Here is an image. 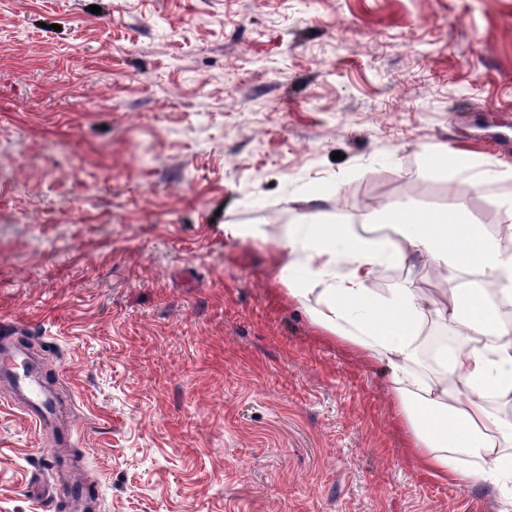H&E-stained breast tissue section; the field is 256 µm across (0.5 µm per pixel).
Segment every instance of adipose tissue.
Here are the masks:
<instances>
[{
    "label": "adipose tissue",
    "mask_w": 512,
    "mask_h": 512,
    "mask_svg": "<svg viewBox=\"0 0 512 512\" xmlns=\"http://www.w3.org/2000/svg\"><path fill=\"white\" fill-rule=\"evenodd\" d=\"M385 235L329 222L319 208L299 214L279 248L288 296L319 332L388 372L396 418L419 468L460 486L487 484L512 500V247L470 219L464 197L448 213L420 214L407 200L377 211ZM428 261L456 278L471 268L495 285L452 289L445 301L400 285L382 296L371 283L385 266ZM451 326L452 347L421 366L426 316Z\"/></svg>",
    "instance_id": "1"
}]
</instances>
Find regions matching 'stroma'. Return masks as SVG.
<instances>
[{
    "label": "stroma",
    "instance_id": "1",
    "mask_svg": "<svg viewBox=\"0 0 512 512\" xmlns=\"http://www.w3.org/2000/svg\"><path fill=\"white\" fill-rule=\"evenodd\" d=\"M503 113L512 0H0V321L57 405L40 430L0 400V512L75 476L96 512H501L415 466L386 372L289 301L277 242L315 195L354 226L462 194L505 238L512 180L466 185L512 165ZM403 282L454 286H373Z\"/></svg>",
    "mask_w": 512,
    "mask_h": 512
}]
</instances>
